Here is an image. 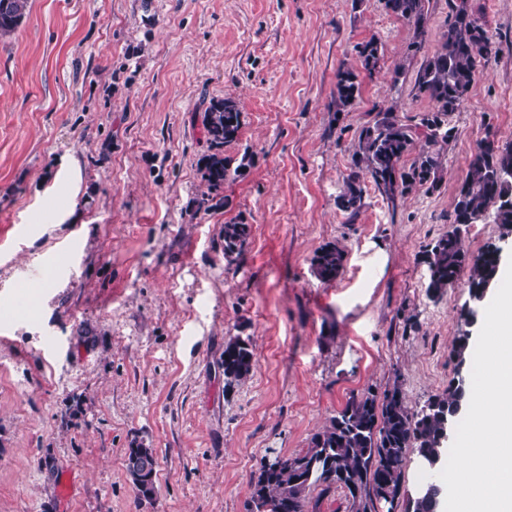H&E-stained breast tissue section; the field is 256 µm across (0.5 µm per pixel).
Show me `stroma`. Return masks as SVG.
<instances>
[{
	"mask_svg": "<svg viewBox=\"0 0 512 512\" xmlns=\"http://www.w3.org/2000/svg\"><path fill=\"white\" fill-rule=\"evenodd\" d=\"M474 3L499 52L449 117L441 187L391 208L366 185L351 219L336 197L362 128L430 107L413 29L383 0H29L0 37V512H247L261 464L351 396L447 389L455 338L480 328L466 280L427 297L421 251L477 143L512 142V0ZM372 38L384 62L337 112L336 74ZM224 98L243 121L224 153L253 163L203 209L202 116ZM238 217L252 237L230 264ZM328 243L346 261L324 283ZM232 336L257 365L228 391ZM137 442L157 458L149 499L125 473ZM252 236V226L242 219H232L224 224V256H240ZM346 259L345 251L337 244L322 246L312 259L316 277L324 283H330L340 275Z\"/></svg>",
	"mask_w": 512,
	"mask_h": 512,
	"instance_id": "stroma-1",
	"label": "stroma"
}]
</instances>
